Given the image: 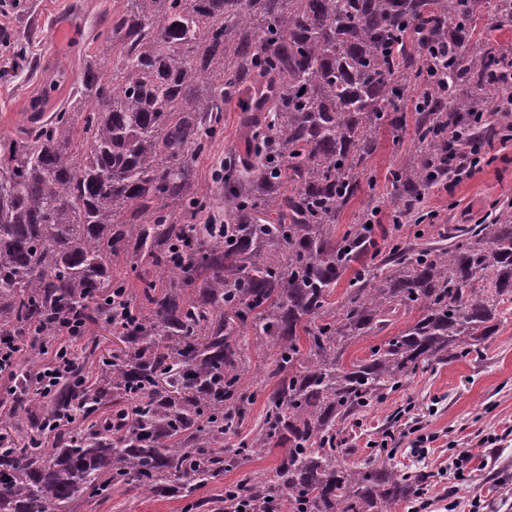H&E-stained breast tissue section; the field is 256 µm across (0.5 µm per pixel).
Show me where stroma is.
Returning <instances> with one entry per match:
<instances>
[{"mask_svg": "<svg viewBox=\"0 0 512 512\" xmlns=\"http://www.w3.org/2000/svg\"><path fill=\"white\" fill-rule=\"evenodd\" d=\"M122 7L121 0H0V24L28 32L29 50L48 71L44 77L22 74L0 81V135L23 124L32 99L42 96L55 106L67 100L86 56L102 53L112 13ZM409 140V133L383 131L368 166L374 186L346 207L337 232L370 208L378 209V223L391 227L386 171ZM495 153V162L460 185L436 184L426 191L423 206L437 211V223L472 224L494 205L512 200V141L496 145ZM417 424L436 437L424 454L411 448L407 436ZM344 435L346 464L389 460L425 473L429 512H512V303L505 304L499 334L481 356L418 372L363 419L348 422ZM484 435L493 436V443L477 447ZM469 448L475 456L459 477L441 474L449 456ZM181 507L172 498L147 499L124 490L97 504L81 499L71 504L72 512H181Z\"/></svg>", "mask_w": 512, "mask_h": 512, "instance_id": "35a3bbf8", "label": "stroma"}]
</instances>
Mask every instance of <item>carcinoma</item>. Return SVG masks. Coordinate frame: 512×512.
Wrapping results in <instances>:
<instances>
[{"label": "carcinoma", "instance_id": "cac0c4a2", "mask_svg": "<svg viewBox=\"0 0 512 512\" xmlns=\"http://www.w3.org/2000/svg\"><path fill=\"white\" fill-rule=\"evenodd\" d=\"M484 15L512 27V0H124L108 54L85 59L51 116L31 100L0 153V340L20 356L0 512H65L120 488L183 512L421 499L425 475L348 466L339 448L347 421L417 372L479 352L512 303V202L435 241L400 233L433 221L420 198L494 137L491 104L512 99V43L477 31ZM19 71H39L23 46ZM226 112L239 140L204 191ZM409 124L389 168L394 233L365 211L336 236L378 130ZM109 322L122 346L107 355L93 331ZM64 325L80 327L79 355L42 413L35 367ZM276 448L271 471L245 469ZM414 315L416 314L412 313L408 316H402L394 325L390 326L388 330L384 331L379 336L361 337L352 342L345 355L346 363L349 364L354 360L367 357L369 354V348L372 345L380 342L384 336H392L397 334L405 327L406 323L414 317Z\"/></svg>", "mask_w": 512, "mask_h": 512}]
</instances>
